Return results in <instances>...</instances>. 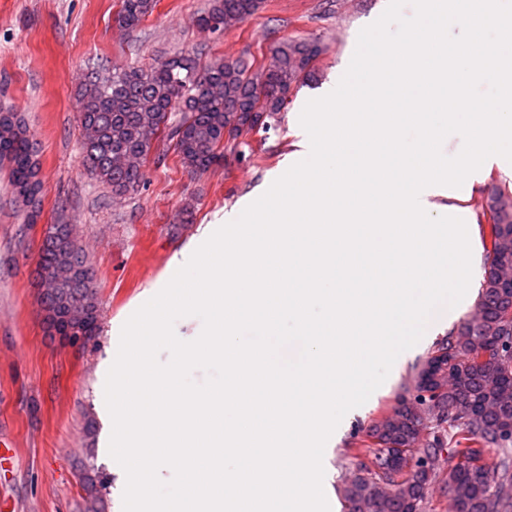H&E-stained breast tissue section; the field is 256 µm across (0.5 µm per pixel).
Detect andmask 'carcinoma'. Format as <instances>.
I'll return each instance as SVG.
<instances>
[{
	"label": "carcinoma",
	"instance_id": "cac0c4a2",
	"mask_svg": "<svg viewBox=\"0 0 512 512\" xmlns=\"http://www.w3.org/2000/svg\"><path fill=\"white\" fill-rule=\"evenodd\" d=\"M155 6L156 0H121L118 22L134 30ZM263 6L264 0H213L198 25L228 28ZM327 50L320 40L289 37L273 44L267 65L240 59L200 68L181 53L148 68L92 72L78 92L83 167L113 197H125L143 182L151 136L161 135L189 172H204L223 158L224 133L282 111L316 77ZM17 127L14 134L0 130V163H8L15 189L37 156L25 120ZM482 215L490 247L475 310L427 357L445 366L443 381L426 394L410 385L369 427L342 489L344 512H435L436 487L448 498V512H512V190H491ZM38 254L37 270L46 273L55 301L94 322V271L73 225H50ZM83 490L88 512H103L104 484L90 469Z\"/></svg>",
	"mask_w": 512,
	"mask_h": 512
}]
</instances>
